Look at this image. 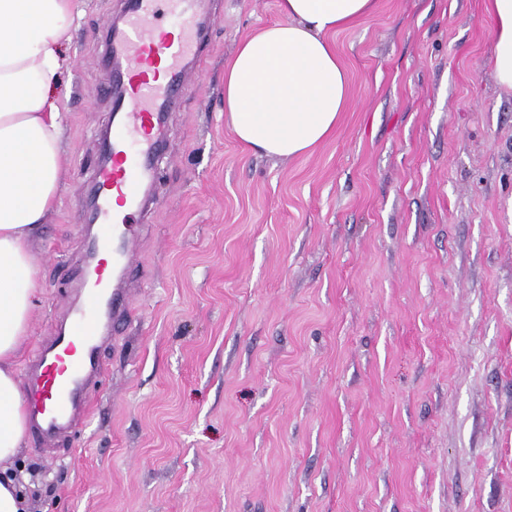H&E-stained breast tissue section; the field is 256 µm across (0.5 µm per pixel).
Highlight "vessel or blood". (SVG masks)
<instances>
[{
  "label": "vessel or blood",
  "mask_w": 512,
  "mask_h": 512,
  "mask_svg": "<svg viewBox=\"0 0 512 512\" xmlns=\"http://www.w3.org/2000/svg\"><path fill=\"white\" fill-rule=\"evenodd\" d=\"M215 21L211 0H126L107 30L112 120L107 156L92 180L102 224L68 319L27 376L35 445L72 428L104 344L131 315L135 225L145 202L156 197L162 121L199 78L190 63L201 54L202 30Z\"/></svg>",
  "instance_id": "b4317fda"
}]
</instances>
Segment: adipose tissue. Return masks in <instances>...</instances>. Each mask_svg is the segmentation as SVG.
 I'll return each instance as SVG.
<instances>
[{
	"label": "adipose tissue",
	"mask_w": 512,
	"mask_h": 512,
	"mask_svg": "<svg viewBox=\"0 0 512 512\" xmlns=\"http://www.w3.org/2000/svg\"><path fill=\"white\" fill-rule=\"evenodd\" d=\"M73 0H0V512H26L12 463L28 418L17 372L35 294L29 241L61 192L67 165L58 91ZM374 0H280L282 21L243 39L224 69V112L237 138L291 158L329 138L348 78L330 33L371 13ZM494 72L512 89V0H485Z\"/></svg>",
	"instance_id": "1"
}]
</instances>
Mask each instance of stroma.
Wrapping results in <instances>:
<instances>
[{"instance_id":"obj_1","label":"stroma","mask_w":512,"mask_h":512,"mask_svg":"<svg viewBox=\"0 0 512 512\" xmlns=\"http://www.w3.org/2000/svg\"><path fill=\"white\" fill-rule=\"evenodd\" d=\"M213 2L201 78L167 116L134 311L86 420L25 444L30 512H512V90L485 0H374L329 34L347 107L288 159L224 118V66L279 0ZM124 7L77 0L25 364L85 264L102 29Z\"/></svg>"}]
</instances>
